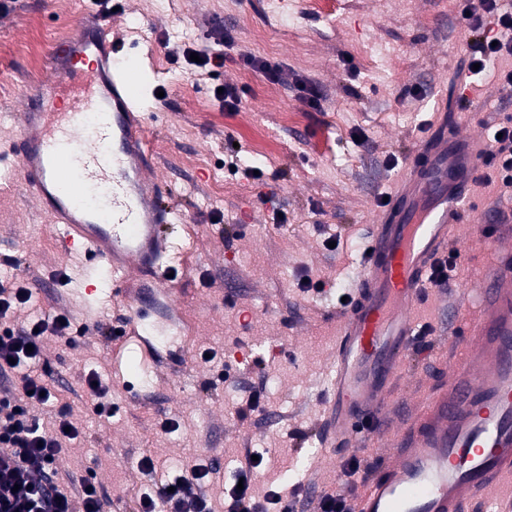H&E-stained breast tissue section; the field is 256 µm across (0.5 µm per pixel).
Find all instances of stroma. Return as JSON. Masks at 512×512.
Segmentation results:
<instances>
[{
	"label": "stroma",
	"mask_w": 512,
	"mask_h": 512,
	"mask_svg": "<svg viewBox=\"0 0 512 512\" xmlns=\"http://www.w3.org/2000/svg\"><path fill=\"white\" fill-rule=\"evenodd\" d=\"M311 2L288 0L280 18L271 0H131L116 16L125 52L153 55L139 74L140 106L152 116L151 174L189 217L170 233L192 268L174 272L159 298L175 305L183 329L160 344L154 371L130 366L135 342L117 353L97 330L121 326L128 302L111 295L81 253L64 248L27 188L0 172V280L32 291L14 322L61 307L83 332L75 348L45 341L54 382L82 427L59 461L58 482L67 489L71 478L94 471L112 499L107 512H135V493L152 484L137 467L145 456L183 471L211 463L207 491L216 512L251 451L264 455L257 493L273 484L289 492L301 481L317 494L335 488L346 457L317 435L336 344L332 319L359 275L378 202L394 191L433 114L457 118L456 89L483 114L481 125H462L463 134L491 136L500 111L512 113L495 78L504 60L476 77L461 69L467 45L456 0H330L328 12ZM94 7L95 0H21L0 18V137L11 133L25 92L52 76L56 32L74 31ZM224 32L234 43L216 79L199 75L178 52L213 44ZM246 53L279 65L280 82L247 66ZM224 84L239 89L238 111L217 101ZM301 84L318 90L320 109L300 99ZM417 88L422 96H414ZM289 112L302 121L285 122ZM259 137L270 144L261 155ZM232 142L239 148L234 174L224 165ZM256 166L264 171L258 180L247 174ZM490 236L489 226L459 225L453 247L472 259L458 261L447 287H430L421 317L432 333L427 348L406 359L396 403H419L447 381L455 353L444 317L453 308L476 313L470 294L496 258L477 241ZM10 257L21 267L7 265ZM307 279L322 282V292H302ZM208 350L214 363L202 358ZM258 359L265 374L255 371ZM224 364L230 378L207 387ZM91 371L111 387V417L97 415L83 389ZM259 382L265 406L241 424L236 409ZM169 419L178 430L162 429ZM297 430L305 440H292Z\"/></svg>",
	"instance_id": "stroma-1"
}]
</instances>
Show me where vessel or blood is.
I'll use <instances>...</instances> for the list:
<instances>
[{
	"label": "vessel or blood",
	"instance_id": "1",
	"mask_svg": "<svg viewBox=\"0 0 512 512\" xmlns=\"http://www.w3.org/2000/svg\"><path fill=\"white\" fill-rule=\"evenodd\" d=\"M53 79L26 96L9 145L13 176L66 241L97 257L135 309L153 302L124 282L130 272L156 287L174 266L164 227L181 220L148 171L147 128L137 112L122 43L100 16L50 52ZM484 142L433 121L419 141L362 253L361 278L341 310L331 393L320 437L329 448H365L386 433L391 449L367 476L356 512H512V226L509 242L475 291L463 359L447 385L387 432L393 392L423 324L415 312L432 267L448 253L455 225L478 215L470 186Z\"/></svg>",
	"mask_w": 512,
	"mask_h": 512
}]
</instances>
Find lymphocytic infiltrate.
I'll use <instances>...</instances> for the list:
<instances>
[{
  "mask_svg": "<svg viewBox=\"0 0 512 512\" xmlns=\"http://www.w3.org/2000/svg\"><path fill=\"white\" fill-rule=\"evenodd\" d=\"M460 18L467 33L469 64L488 66L512 57V6L502 0H461ZM483 164L494 168L495 177H482L478 186L499 183L502 193L512 194V123L497 124ZM28 288L0 281V512H104L107 496L95 474L79 477L77 494L60 489L55 480L56 461L65 442L77 439L81 430L71 405L63 401L48 380L49 362L43 339L54 336L71 347L78 341L64 312L48 310L26 324H6L9 312L26 305ZM56 405L52 428H45L30 412L33 404ZM259 462L246 460L236 472L235 483L224 489L225 512H293L302 490L292 493L276 485L257 496L254 482ZM364 459L353 456L342 466L336 490L323 493L321 512H353L360 474L368 472ZM211 465L200 464L190 472L161 481L136 496L137 512H213L205 491Z\"/></svg>",
  "mask_w": 512,
  "mask_h": 512,
  "instance_id": "obj_1",
  "label": "lymphocytic infiltrate"
}]
</instances>
